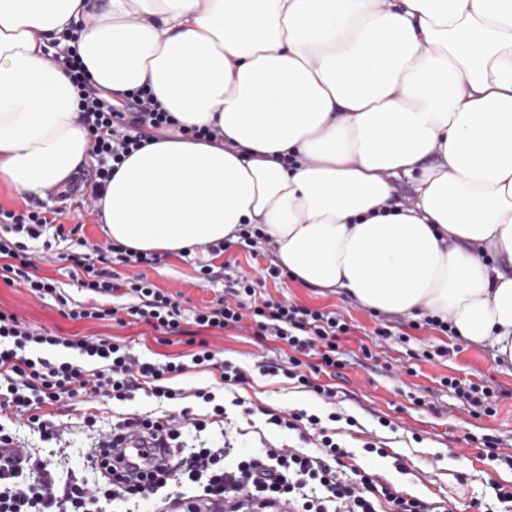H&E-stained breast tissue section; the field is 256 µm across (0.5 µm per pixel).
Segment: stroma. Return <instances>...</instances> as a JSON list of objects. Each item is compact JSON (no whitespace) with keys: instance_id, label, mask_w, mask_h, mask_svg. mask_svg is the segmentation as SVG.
Here are the masks:
<instances>
[{"instance_id":"stroma-1","label":"stroma","mask_w":512,"mask_h":512,"mask_svg":"<svg viewBox=\"0 0 512 512\" xmlns=\"http://www.w3.org/2000/svg\"><path fill=\"white\" fill-rule=\"evenodd\" d=\"M35 250H46L44 275L56 278L69 301H82L84 291L69 277L62 257L74 250L71 240L52 239L50 246L34 242ZM235 265L249 277H258L264 257L253 256L249 247L237 245L221 253L202 250L191 255H165L159 264L145 268L146 277L158 287L180 292L183 308H198L218 298L224 288V266ZM209 266L214 278L203 281L199 270ZM264 291L284 295L297 304L314 309L337 311L346 317L351 331L343 343L349 364L342 378L336 379L339 412L354 416L356 433H349L345 422H337L338 438L346 440L355 467L377 472L405 493L430 501L451 503L453 512H475L471 503L480 500L485 512H512V502L500 501L496 486H512V469L490 458L483 439L499 442L512 452V366L498 364L490 345H476L437 330H415L407 322L391 319L392 334L375 336L378 319L373 312L353 300L293 279L276 284L266 282ZM0 308L16 313L30 324L54 334L68 336H111L131 345L136 355L163 360L192 352L193 341H207L221 357L240 364L251 376L240 389L247 405L278 409L324 411L325 406L312 393L298 389L284 376H265L257 366L265 359H283V344L260 340L251 328L211 331L189 324L184 334L170 336L145 323L122 325L113 321H74L61 312L51 298L39 299L27 290L0 282ZM371 357H364L362 347ZM433 352L432 360H422L423 351ZM462 384L487 386L497 394L491 416L473 417L456 394L443 386V378ZM150 399L139 396L117 406L98 404L95 430L83 426V409H66L71 425L61 444L43 441L40 433L14 418L5 425L31 448L60 480L78 478L95 484L99 474L88 457L96 431H109L117 413H143L153 409ZM395 422V429L381 427L378 417ZM375 437L384 443L387 457L365 453V439ZM402 458L405 470H396L395 458Z\"/></svg>"}]
</instances>
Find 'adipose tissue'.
<instances>
[{"label":"adipose tissue","mask_w":512,"mask_h":512,"mask_svg":"<svg viewBox=\"0 0 512 512\" xmlns=\"http://www.w3.org/2000/svg\"><path fill=\"white\" fill-rule=\"evenodd\" d=\"M72 34L113 104L146 85L222 133L133 152L98 203L112 241L180 255L253 224L295 281L512 365V0H0V183L21 196L94 161L45 53Z\"/></svg>","instance_id":"ef3b65f1"}]
</instances>
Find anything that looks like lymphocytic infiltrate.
I'll list each match as a JSON object with an SVG mask.
<instances>
[{
	"instance_id": "obj_1",
	"label": "lymphocytic infiltrate",
	"mask_w": 512,
	"mask_h": 512,
	"mask_svg": "<svg viewBox=\"0 0 512 512\" xmlns=\"http://www.w3.org/2000/svg\"><path fill=\"white\" fill-rule=\"evenodd\" d=\"M51 59L68 70L82 119L94 137L96 165L91 173L74 177L71 184L80 188L84 199L100 200L123 161L141 149L150 132L168 130L174 119L145 86L131 92L127 110H116L91 84L75 47L56 50ZM49 230L59 238L65 232L43 207L30 206L21 212L0 208L1 282L27 288L41 299L53 297L73 320L145 322L164 334L181 333L187 322L224 330L251 320L255 336L272 338L290 350L286 361L263 362L260 372L284 375L297 388L335 404L336 389L320 383L319 377H336L348 364L339 345L341 336L350 331L342 314L261 293L229 264L224 267L226 297L188 312L176 293L139 274V267L158 263V254L83 238L77 241V251L66 256L71 276L87 294L84 301L72 304L56 279L41 275L30 247ZM118 265L136 268L137 273L120 277L114 271ZM50 349L57 350V357H47ZM193 367L215 376L216 387L232 392L231 402L218 400L215 387L185 390L174 386V379ZM248 382L241 366L220 358L204 341L187 363L142 359L130 346L111 337H61L0 310V411L37 428L45 440L58 437L56 423L44 414L49 407L100 397L125 403L139 392L173 405L172 412L161 416L137 413L113 424L111 432L89 451L103 474L101 484L92 487L74 480L59 483L11 431L0 426V512H102L115 502H141L172 483L189 490L191 500L224 505L229 512H240L252 499L287 512H438L433 504L404 496L376 473L363 470L355 480L342 478L338 465L348 452L330 425L342 420L355 426L353 417L343 418L334 411L323 416L304 410H259L234 393ZM190 396L206 405L205 414L193 418L179 407V400ZM232 406L241 408L247 417L263 414L265 426L296 432L303 442L314 444V452L267 441L251 454L243 453L229 439L220 448L186 445V428L201 432L214 424L229 425ZM134 436L140 445L129 460L102 459V449L124 447Z\"/></svg>"
}]
</instances>
